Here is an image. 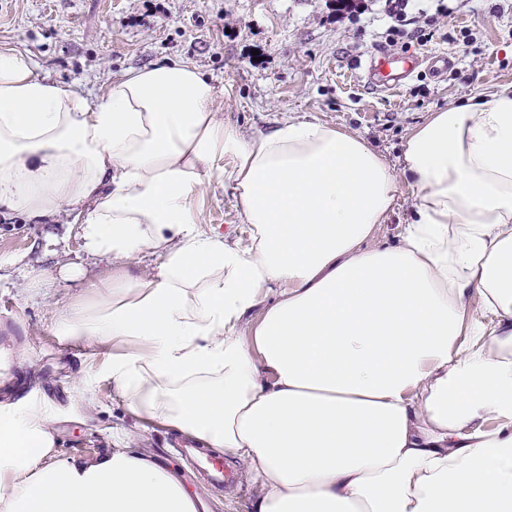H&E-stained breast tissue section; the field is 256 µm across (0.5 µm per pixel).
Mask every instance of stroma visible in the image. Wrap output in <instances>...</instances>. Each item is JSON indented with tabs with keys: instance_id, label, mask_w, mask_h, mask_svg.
<instances>
[{
	"instance_id": "35a3bbf8",
	"label": "stroma",
	"mask_w": 512,
	"mask_h": 512,
	"mask_svg": "<svg viewBox=\"0 0 512 512\" xmlns=\"http://www.w3.org/2000/svg\"><path fill=\"white\" fill-rule=\"evenodd\" d=\"M356 3L348 13L337 0H0V47L91 98L128 70L188 61L212 79L216 109L242 133L285 118L317 120L361 135L396 168L407 138L433 112L512 84V0H411V39L394 33L381 0ZM378 49L444 52L454 64L438 77L419 68L396 92L378 95L358 78ZM199 221L232 239L248 232L227 182L207 185ZM111 272V257L87 252L73 214L41 224L0 219V361H24L12 400L50 411L60 456L151 452L200 492L205 512H252L253 490L237 479L236 460L227 462L235 477L223 490L188 481L175 433L129 412L100 372L99 352L56 336L55 320L85 282Z\"/></svg>"
}]
</instances>
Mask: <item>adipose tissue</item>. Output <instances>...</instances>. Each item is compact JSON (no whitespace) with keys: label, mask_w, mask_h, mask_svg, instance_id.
<instances>
[{"label":"adipose tissue","mask_w":512,"mask_h":512,"mask_svg":"<svg viewBox=\"0 0 512 512\" xmlns=\"http://www.w3.org/2000/svg\"><path fill=\"white\" fill-rule=\"evenodd\" d=\"M35 69L0 48V216L72 212L111 256L57 334L107 348L133 415L239 461L254 512H512V88L433 113L397 172L316 121L226 125L185 61L92 101ZM216 177L248 239L201 229ZM405 183L410 223L370 245ZM196 499L128 448L60 458L45 410L0 406V512Z\"/></svg>","instance_id":"obj_1"}]
</instances>
